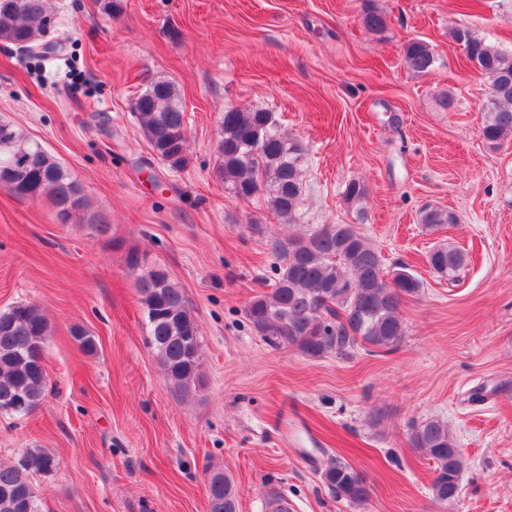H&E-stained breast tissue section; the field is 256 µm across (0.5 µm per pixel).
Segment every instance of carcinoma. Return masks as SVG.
<instances>
[{
  "mask_svg": "<svg viewBox=\"0 0 512 512\" xmlns=\"http://www.w3.org/2000/svg\"><path fill=\"white\" fill-rule=\"evenodd\" d=\"M55 17L48 0H0V44L27 54L45 57L64 50L61 42L46 44ZM468 60L486 79L482 138L492 146L512 138V53L473 35L466 26L451 31ZM408 70L426 74L436 63L431 45L421 39L404 46ZM142 135L152 152L173 169L188 160L184 124L185 106L172 82L157 80L131 102ZM223 137L217 145L219 176L224 189L239 199L257 192L266 194L272 211L290 222L301 206L303 146L285 134L263 110H224ZM25 151L16 161L0 144V189L21 198H49L62 224H97L89 216V195L83 183L47 150L29 140L11 123L0 120V136ZM366 186L349 182L345 201L364 223ZM419 221L427 228L456 224L455 213L426 207ZM281 263L272 288L258 292L247 303L245 316L255 333L273 347H291L311 360L348 357L367 346L391 352L405 335L401 307L406 298L418 295L421 280L406 264L385 270L381 252L354 224H324L286 243L275 242ZM467 253L438 246L428 254L429 265L440 275L454 279L465 266ZM137 288L150 331V341L174 388L189 393L201 382L199 328L184 293L166 269H149ZM26 305L0 313V412L23 416L44 398L47 381L43 354L48 322L38 308L28 320L20 317ZM409 442L434 463L432 495L439 504L457 503L465 467L462 449L438 419L412 428ZM55 458L41 448L26 450L11 466H0V512H41L30 474L53 470ZM220 484L208 490V512H237V499L229 474L215 471ZM336 497L363 506L370 489L362 475L336 459L324 472Z\"/></svg>",
  "mask_w": 512,
  "mask_h": 512,
  "instance_id": "carcinoma-1",
  "label": "carcinoma"
}]
</instances>
